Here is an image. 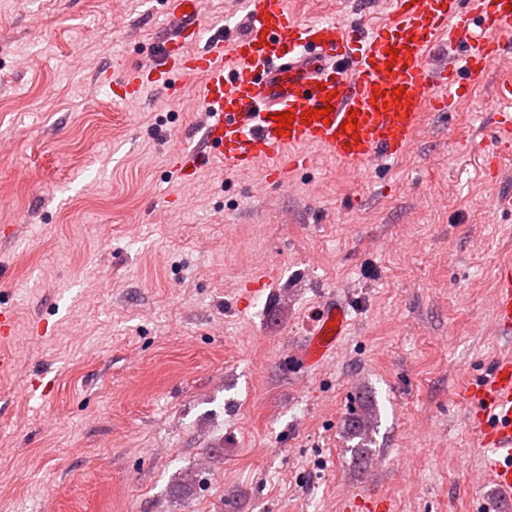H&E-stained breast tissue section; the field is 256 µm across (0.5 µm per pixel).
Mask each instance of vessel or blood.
I'll list each match as a JSON object with an SVG mask.
<instances>
[{"label":"vessel or blood","mask_w":512,"mask_h":512,"mask_svg":"<svg viewBox=\"0 0 512 512\" xmlns=\"http://www.w3.org/2000/svg\"><path fill=\"white\" fill-rule=\"evenodd\" d=\"M170 28L159 37L153 82L175 92L178 81H204L208 121L200 141L179 161L193 179L217 158L225 169L258 181L287 183L307 165L305 147L316 146L354 170L398 158L412 146L428 115L464 98L467 82L492 66L501 74L490 105L499 160L512 158V0H394L392 16L360 35L348 51L351 26L339 20L304 24L284 0H241L246 25L231 43L222 37L201 48L200 0H167ZM229 59H222V46ZM450 50L434 64L437 46ZM396 56H389V49ZM327 118L303 123L305 112ZM292 113L291 125L276 117ZM494 317L512 331V258H503L494 284ZM351 325L344 302L319 308L301 357L316 367L335 353ZM467 421L481 449L484 476L512 496V355L499 358L488 381L467 392Z\"/></svg>","instance_id":"b4317fda"}]
</instances>
